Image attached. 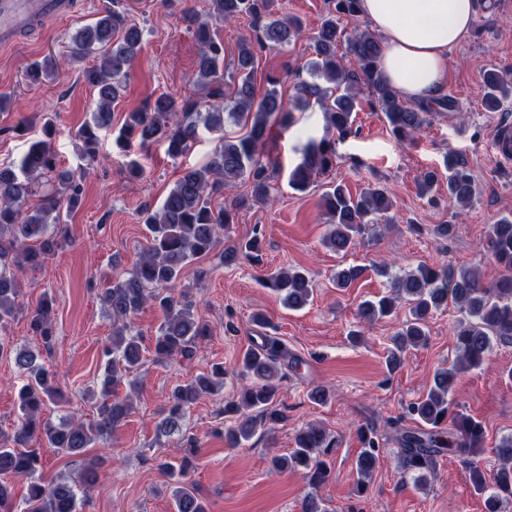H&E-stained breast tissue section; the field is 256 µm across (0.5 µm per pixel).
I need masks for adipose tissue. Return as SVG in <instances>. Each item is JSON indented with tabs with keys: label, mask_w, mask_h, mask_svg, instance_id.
Instances as JSON below:
<instances>
[{
	"label": "adipose tissue",
	"mask_w": 512,
	"mask_h": 512,
	"mask_svg": "<svg viewBox=\"0 0 512 512\" xmlns=\"http://www.w3.org/2000/svg\"><path fill=\"white\" fill-rule=\"evenodd\" d=\"M384 39L382 72L408 99L430 103L448 83V51L471 32L478 0H361Z\"/></svg>",
	"instance_id": "obj_1"
}]
</instances>
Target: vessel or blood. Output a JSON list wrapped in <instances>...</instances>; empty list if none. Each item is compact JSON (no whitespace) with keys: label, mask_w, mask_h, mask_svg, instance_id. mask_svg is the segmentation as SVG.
<instances>
[{"label":"vessel or blood","mask_w":512,"mask_h":512,"mask_svg":"<svg viewBox=\"0 0 512 512\" xmlns=\"http://www.w3.org/2000/svg\"><path fill=\"white\" fill-rule=\"evenodd\" d=\"M75 0H0V48L20 43L49 21L68 15Z\"/></svg>","instance_id":"1"}]
</instances>
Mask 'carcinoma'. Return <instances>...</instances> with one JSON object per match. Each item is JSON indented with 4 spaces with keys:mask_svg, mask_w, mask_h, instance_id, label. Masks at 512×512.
Returning a JSON list of instances; mask_svg holds the SVG:
<instances>
[{
    "mask_svg": "<svg viewBox=\"0 0 512 512\" xmlns=\"http://www.w3.org/2000/svg\"><path fill=\"white\" fill-rule=\"evenodd\" d=\"M205 15L195 10L185 11L187 22L201 47L195 73L196 83L205 88V98L193 95L175 97L159 95L140 112H129L118 129L116 141L127 143L137 137L142 148L162 142L173 156L184 155L194 146L199 127L217 135V145L208 161L199 168H188L174 183L158 210L141 212V221L148 231L141 258L126 276L106 289L104 300L112 312L113 334L102 351L105 375L96 415L88 421L66 418L60 423L41 417L45 401L54 400L55 388L49 371L38 362L30 350L18 349L0 337V355L14 358L27 381L19 389L20 429L15 441L40 435L57 452L70 456L82 455L86 449L112 432L126 417L130 401L114 392L122 376L138 368L142 347L131 333V320L145 306L161 309L163 322L155 339L154 354L158 358L187 357L197 343L208 335L206 325L198 318L196 302L185 290L176 289L183 269L193 260L209 254L217 245L224 226L234 222L235 212L246 205L241 199L216 209L212 196L224 189V184L242 179L251 181V198L267 204L272 187L267 171L277 161L267 152L274 128L288 126L292 113L289 101L277 89L278 80L267 77L269 88L257 96L254 67L257 50L283 46L301 36L302 24L297 19L272 20L262 27L255 38L243 37L237 46V57L230 65L224 63V41L217 35L219 26L245 13L256 21L269 14L270 0H207ZM360 0H335L336 14L324 19L311 36L315 59L311 65L312 81H301L295 87V101L308 106L316 103L322 109L326 127L336 133L318 141L309 140L302 149L301 161L292 169L289 184L297 191L305 190L311 181L333 169L336 164V143L352 131L353 113L359 94L367 89L368 104L383 112L395 137L406 142L423 131L427 110L408 105L380 73L383 53L382 40L368 30L346 37V28L338 19L352 21L358 17ZM348 38L353 64L345 63L337 54V46ZM71 57L82 61L93 58L83 69L85 81L97 90L90 117L76 132L86 158H96L99 132L112 128L113 106L120 96L130 66L142 48V30L128 21L124 12L106 9V14L81 28L72 38ZM57 69L48 56L29 70V78L39 81ZM229 78L230 96L224 95V78ZM484 108L497 112L503 101L512 97V72L496 69L483 73ZM243 125L245 134L224 133V118ZM448 203L467 206L473 198L475 176L464 157L448 155L446 161ZM49 187L48 193L33 209L30 198L39 188ZM83 186L75 175L58 171L56 154L46 140L32 144L21 155L18 164L0 166V328L14 317L18 301V275L41 268L45 260L63 246L65 239L55 231L61 223V213L79 206ZM322 206L331 223L323 245L336 253H346L365 233L366 217L385 216L393 207L380 186L369 187L353 196L343 186L334 184L322 195ZM261 240L253 236L248 241L229 246L224 259L242 254L249 256L259 250ZM488 247L491 260L501 269L491 285H482L477 273L450 263L422 265L403 275H392L388 267L378 273L390 278V294L360 305L359 316L366 321L388 317L395 303L405 300L410 317L402 322L391 338L386 366L399 368L409 348L427 342L430 317L453 304L462 318L455 331L459 358L448 368L438 370L430 389L421 399L410 403L405 415L420 423L417 429L401 433L400 467L404 474L426 479L439 456H455L468 471L471 487L484 495L485 512H502L503 500H512V435L502 438L495 447L498 467L489 472L479 465L485 452V435L480 422L473 417L450 410L449 395L462 370L481 367L494 347L512 344V219L501 218L490 225ZM357 266L336 271L338 288L350 287L361 275ZM264 284L277 293L284 306L300 310L309 304L314 293L313 280L303 268H281L267 275ZM51 299L45 298L30 312V328L44 346L53 341L50 319ZM297 366L299 359L288 354V347L274 336H263L261 342L246 349L239 359L241 376L247 380L237 399L224 405V416L230 423L224 427V441L231 448L239 447L254 434L257 422L279 421L273 410L280 379V362ZM224 375L217 366L210 375H200L172 391L165 417L158 424L163 435L182 429L186 410L200 398L214 393L215 378ZM362 448L356 460L357 491L377 467L384 452L383 435L373 426L357 429ZM331 441L325 431L314 424L300 430L295 448L286 457H276V469L305 471L313 489L302 503V512H325L316 490L329 477L327 456ZM41 457L36 448H16L0 443V512H80L84 486L97 477L88 468L80 484L59 482L43 484L36 477ZM163 470L174 485L176 512H207L206 505L193 483L185 462L163 464ZM12 477L29 481L22 503L14 504V485L3 480Z\"/></svg>",
    "mask_w": 512,
    "mask_h": 512,
    "instance_id": "carcinoma-1",
    "label": "carcinoma"
}]
</instances>
